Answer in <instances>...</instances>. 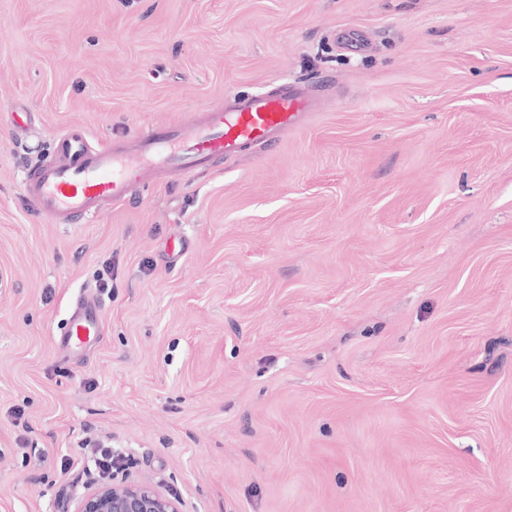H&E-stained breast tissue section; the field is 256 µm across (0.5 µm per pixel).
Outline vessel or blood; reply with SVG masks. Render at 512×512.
<instances>
[{"mask_svg":"<svg viewBox=\"0 0 512 512\" xmlns=\"http://www.w3.org/2000/svg\"><path fill=\"white\" fill-rule=\"evenodd\" d=\"M309 103L300 87L238 96L232 104L206 108L202 120L161 125L129 136L120 146L98 149L91 148L84 128L73 126L55 143L56 161L37 165L23 190L38 212L52 223L66 224L129 199L136 185L152 182L158 174H192L213 158L274 141L296 128ZM100 320L97 298H82L59 335L60 343L71 352L81 351L96 336Z\"/></svg>","mask_w":512,"mask_h":512,"instance_id":"obj_1","label":"vessel or blood"}]
</instances>
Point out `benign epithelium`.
<instances>
[{
    "instance_id": "benign-epithelium-1",
    "label": "benign epithelium",
    "mask_w": 512,
    "mask_h": 512,
    "mask_svg": "<svg viewBox=\"0 0 512 512\" xmlns=\"http://www.w3.org/2000/svg\"><path fill=\"white\" fill-rule=\"evenodd\" d=\"M75 512H183L159 490L123 479L99 483L76 494Z\"/></svg>"
}]
</instances>
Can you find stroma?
<instances>
[{"label": "stroma", "instance_id": "1", "mask_svg": "<svg viewBox=\"0 0 512 512\" xmlns=\"http://www.w3.org/2000/svg\"><path fill=\"white\" fill-rule=\"evenodd\" d=\"M284 85L297 129L107 212L23 193L67 126ZM83 440L184 512H512V0H0V512H74ZM100 320L101 307L97 298L87 295L71 312L59 335V342L73 353L81 351L97 336Z\"/></svg>", "mask_w": 512, "mask_h": 512}]
</instances>
